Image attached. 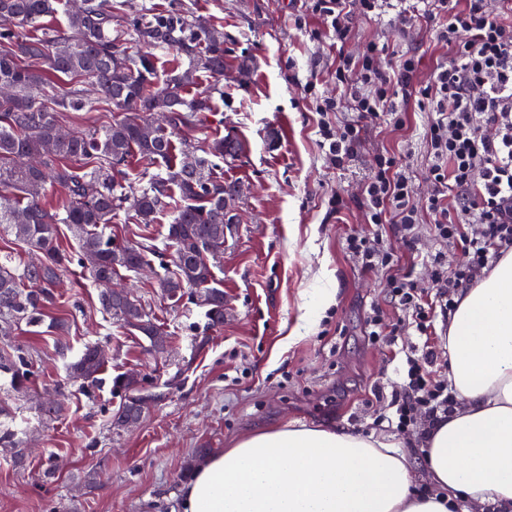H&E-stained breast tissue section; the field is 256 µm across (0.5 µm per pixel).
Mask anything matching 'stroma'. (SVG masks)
Returning <instances> with one entry per match:
<instances>
[{"label": "stroma", "mask_w": 512, "mask_h": 512, "mask_svg": "<svg viewBox=\"0 0 512 512\" xmlns=\"http://www.w3.org/2000/svg\"><path fill=\"white\" fill-rule=\"evenodd\" d=\"M128 12L189 8L224 36V74L203 76L223 96L213 99L196 145L232 135L248 151L226 160L224 181L239 187L240 219L226 233L224 255L212 271L224 291V323L206 328L204 310L192 300L162 295L159 262L121 271V283L169 338L163 352L148 339L112 320L101 308V289L87 271L71 266L51 287L53 300L40 325H21L0 335V356L23 351L34 373L26 390L15 391L0 372V427L12 429L21 461L0 455V512H183L182 492L194 468L250 432L299 421L342 427L364 436L389 437L405 451L418 489L429 484L419 430L389 434L379 426L400 388L395 372L418 339L401 332L395 346L365 334L371 307L387 323L398 312L390 302L391 273L412 279L422 295L432 293L430 255L449 265L463 259L458 244L441 243L431 216H423L412 239L384 226L383 246L393 268H362L345 249L349 237L371 236L359 200L378 155H394L411 180L416 201L433 190L424 137L433 119L429 106L411 103L403 127L387 121L366 126L355 160L336 169L319 143V116L305 98L339 95L336 47L322 18L299 0H125ZM346 54L360 56L380 46L378 64L396 69L402 53L420 60L428 77L451 53L437 44L425 20L401 23L365 15L353 0ZM342 198L340 210L330 201ZM171 213L149 229L116 219L119 242L149 240L167 251ZM332 288L336 298L302 340L286 345L302 305L314 289ZM107 352L100 382L84 387L68 366L86 346ZM149 382L154 403L130 428H114L122 394L116 377ZM62 405L58 416L41 413L44 396Z\"/></svg>", "instance_id": "stroma-1"}]
</instances>
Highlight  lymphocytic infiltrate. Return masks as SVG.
Returning a JSON list of instances; mask_svg holds the SVG:
<instances>
[{"mask_svg":"<svg viewBox=\"0 0 512 512\" xmlns=\"http://www.w3.org/2000/svg\"><path fill=\"white\" fill-rule=\"evenodd\" d=\"M351 2L309 3L338 47L336 81L343 89L342 97L315 103L321 147L336 167H346L365 123L384 118L401 124L416 97L430 105L434 117L427 138L434 194L417 202L402 164L385 155L366 179L362 200L374 226L393 224L408 237L420 213L426 212L438 239L461 246L464 260L456 267H449L443 254L431 257V299L418 297L409 277L394 274L389 279L390 300L401 311V319L386 324L383 310L376 307L366 320L365 332L373 338L384 332L395 337L410 328L424 336L437 319L450 318L463 289L473 287L482 273L512 252V0L505 4L511 12L507 18L490 11L486 0H465L460 9L451 0H422V18L432 22L435 40L451 52L449 62L438 66L425 84L417 79L416 56H406L389 75L380 69L375 47H367L356 58L344 53L351 33ZM354 71L361 75L356 83L350 80ZM345 109L356 117L334 131L332 116ZM435 354V346L427 344L420 356L408 358L401 390L392 398V432L407 433L421 416L431 423L447 414L453 396L447 385L431 379Z\"/></svg>","mask_w":512,"mask_h":512,"instance_id":"lymphocytic-infiltrate-1","label":"lymphocytic infiltrate"}]
</instances>
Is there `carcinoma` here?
Returning <instances> with one entry per match:
<instances>
[{
    "label": "carcinoma",
    "mask_w": 512,
    "mask_h": 512,
    "mask_svg": "<svg viewBox=\"0 0 512 512\" xmlns=\"http://www.w3.org/2000/svg\"><path fill=\"white\" fill-rule=\"evenodd\" d=\"M64 6L65 0H0V14L13 20L0 29V86L12 89L11 97L0 99V227L39 254L20 270L0 266V325L41 324L52 300L49 285L73 264L96 281L121 268L149 265L151 246L122 244L103 232L125 203L137 224H152L157 214L173 210L166 241L174 269L158 287L178 300L187 289L203 292L207 327L222 325L224 291L212 286L211 271L224 253V225L232 223L224 218V192L231 186L224 183L221 163L240 156L244 145L225 136L196 155L191 132L211 110L216 87L191 97L188 91L198 84V73H224V40L181 8L129 17L120 0H85L82 12L68 16V28L41 31L43 18ZM85 82L101 90L117 118L99 129L63 134L59 113L89 107ZM156 112L168 114V123L142 136L141 127ZM134 156L161 169L142 170L132 188L115 165ZM54 185L66 193L61 215L45 207ZM59 224L79 231L78 251L60 248ZM126 297L127 304L103 294L101 306L121 325L151 338L159 326L131 292ZM103 366L93 345L69 373L93 385ZM0 371L11 375L16 390L28 388L34 376L20 356ZM114 387L126 392L120 425L143 393L121 377Z\"/></svg>",
    "instance_id": "cac0c4a2"
}]
</instances>
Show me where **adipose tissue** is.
Masks as SVG:
<instances>
[{
    "label": "adipose tissue",
    "instance_id": "adipose-tissue-1",
    "mask_svg": "<svg viewBox=\"0 0 512 512\" xmlns=\"http://www.w3.org/2000/svg\"><path fill=\"white\" fill-rule=\"evenodd\" d=\"M448 414L426 428L419 491L407 456L343 428L286 423L197 465L184 512H512V254L464 290L448 321Z\"/></svg>",
    "mask_w": 512,
    "mask_h": 512
}]
</instances>
